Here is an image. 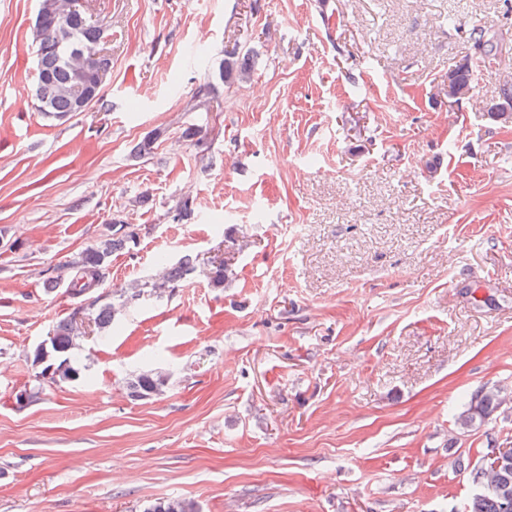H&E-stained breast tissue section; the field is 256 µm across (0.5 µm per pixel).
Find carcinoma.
<instances>
[{
  "instance_id": "1",
  "label": "carcinoma",
  "mask_w": 512,
  "mask_h": 512,
  "mask_svg": "<svg viewBox=\"0 0 512 512\" xmlns=\"http://www.w3.org/2000/svg\"><path fill=\"white\" fill-rule=\"evenodd\" d=\"M61 22L46 14L35 19L32 28L33 43L36 48L37 78L32 89L35 103H45L54 114L65 115L74 109L73 99L66 89L73 82V74L65 60L68 47L95 42L107 37L102 28L92 26L79 18L68 23V37L62 39L59 31ZM473 48L479 56L488 57L502 52V46L488 31L479 25L471 29ZM452 81L462 96L473 89L474 65L472 62L457 64L450 69ZM494 117L507 121L512 118V82H503L498 102L490 107ZM139 228L134 224L118 222L112 225V237L101 241L96 247L76 255L67 264L70 294L78 299L94 293L101 287L107 274L112 253L137 243ZM196 271L193 259L185 256L175 263L161 257L156 262V271L144 280L131 285L128 295L122 301L131 305L152 296H160L175 288L187 276ZM94 322L100 330L112 323L115 305L99 303ZM82 331L76 320L59 322L52 336L38 344L33 357L43 366L41 375L62 380L75 379L80 372L73 364V350ZM169 375L155 369H141L131 379L128 394L133 400L149 398L163 392L168 385ZM502 404L500 391L496 388H482L475 391L467 408L459 415L457 423L463 429L481 426L491 420ZM481 489L467 503L465 512H512V450L502 456V463L496 468L484 469L478 476ZM145 512H198L195 503L173 499L153 504Z\"/></svg>"
}]
</instances>
